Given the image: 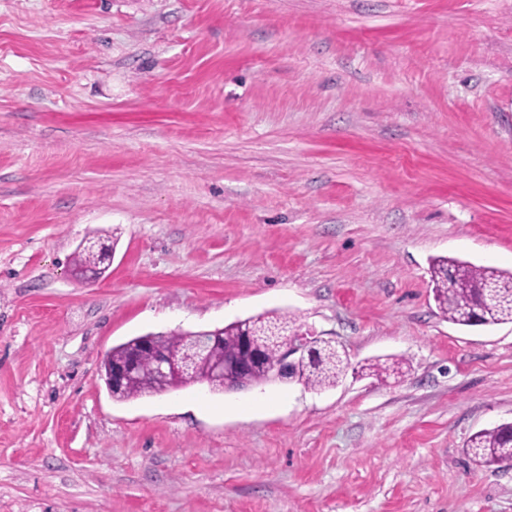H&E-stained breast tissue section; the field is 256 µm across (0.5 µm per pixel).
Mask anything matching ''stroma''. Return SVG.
<instances>
[{"label":"stroma","mask_w":512,"mask_h":512,"mask_svg":"<svg viewBox=\"0 0 512 512\" xmlns=\"http://www.w3.org/2000/svg\"><path fill=\"white\" fill-rule=\"evenodd\" d=\"M439 256L512 271V0H0V512H512L465 452L512 323L443 317ZM272 312L336 386L105 384ZM101 254L98 249L80 248L77 256L74 259V273L78 277H85V269L90 267H98L100 274L108 270L109 266L104 264Z\"/></svg>","instance_id":"35a3bbf8"}]
</instances>
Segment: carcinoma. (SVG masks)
I'll use <instances>...</instances> for the list:
<instances>
[{
	"mask_svg": "<svg viewBox=\"0 0 512 512\" xmlns=\"http://www.w3.org/2000/svg\"><path fill=\"white\" fill-rule=\"evenodd\" d=\"M90 267L98 268L102 274L108 270L98 250L84 247L74 259V273L83 277L85 269ZM430 274L434 301L448 321L468 327L478 323L483 326L512 323V272L441 256L431 260ZM294 325V320L286 315H262L217 328V342L211 347L208 359L176 383H162L146 377L151 365V352L140 346L141 336L113 347L103 362V370L109 373L113 362L135 365V371L124 388L112 392V397L119 400L158 394L196 383L205 384L214 392H222L224 380L213 376L212 365L226 358L247 360L242 348L246 329L260 337L266 360L275 361L279 357V346L267 339V332L272 328H292ZM186 344L184 332L157 333L151 339L153 349L173 357L180 356ZM348 368L349 362L336 347H315L283 379L301 381L312 388L334 387ZM466 453L479 466L512 462V423L473 434L466 443Z\"/></svg>",
	"mask_w": 512,
	"mask_h": 512,
	"instance_id": "carcinoma-1",
	"label": "carcinoma"
}]
</instances>
